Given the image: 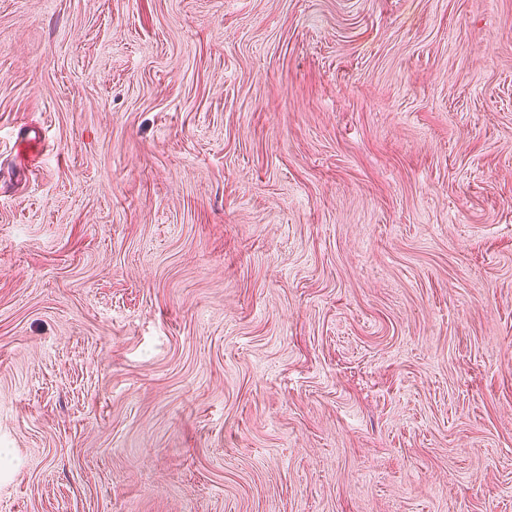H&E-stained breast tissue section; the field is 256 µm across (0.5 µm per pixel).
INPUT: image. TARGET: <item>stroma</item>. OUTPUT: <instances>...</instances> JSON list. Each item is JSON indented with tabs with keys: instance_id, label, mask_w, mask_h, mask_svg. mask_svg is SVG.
I'll use <instances>...</instances> for the list:
<instances>
[{
	"instance_id": "obj_1",
	"label": "stroma",
	"mask_w": 512,
	"mask_h": 512,
	"mask_svg": "<svg viewBox=\"0 0 512 512\" xmlns=\"http://www.w3.org/2000/svg\"><path fill=\"white\" fill-rule=\"evenodd\" d=\"M0 512H512V0H0Z\"/></svg>"
}]
</instances>
